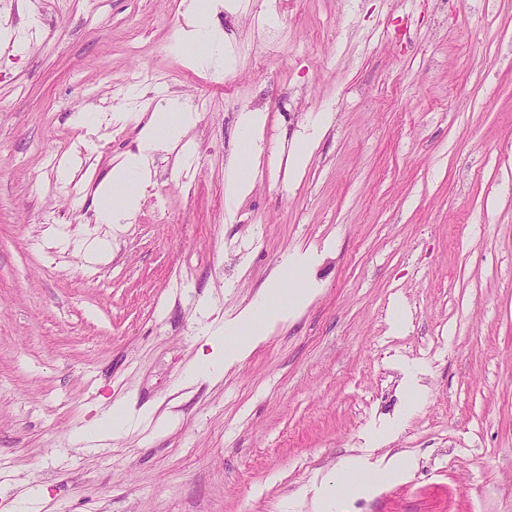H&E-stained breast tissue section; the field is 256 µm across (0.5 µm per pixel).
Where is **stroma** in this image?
<instances>
[{"instance_id":"1","label":"stroma","mask_w":512,"mask_h":512,"mask_svg":"<svg viewBox=\"0 0 512 512\" xmlns=\"http://www.w3.org/2000/svg\"><path fill=\"white\" fill-rule=\"evenodd\" d=\"M188 2L0 0V512H316L352 455L415 466L335 512H512V0H232L218 69L174 49ZM167 97L199 115L193 165L157 153L130 221L99 223L140 135L114 108ZM243 112L270 150L330 124L232 205ZM285 263L311 304L185 385L199 301L233 319ZM116 399L178 422L74 443ZM328 114L319 112L310 120L307 135L293 147L289 156V163L293 169L302 168L308 163L310 157L309 146L323 135Z\"/></svg>"}]
</instances>
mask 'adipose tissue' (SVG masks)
<instances>
[{
	"label": "adipose tissue",
	"mask_w": 512,
	"mask_h": 512,
	"mask_svg": "<svg viewBox=\"0 0 512 512\" xmlns=\"http://www.w3.org/2000/svg\"><path fill=\"white\" fill-rule=\"evenodd\" d=\"M217 7L216 0H190L188 27L181 31L176 42L179 52L202 67L216 65L223 58L222 36L212 25ZM131 119L142 124L140 144L137 152L128 154L113 167L100 189L98 217L103 224H120L133 216L144 189L152 180L155 153L175 149L185 131L195 124L197 115L177 100L168 99L157 106L149 119H142L137 113L132 114ZM265 120L261 112H244L239 116V154L226 184L228 201L243 199L252 188L254 170L265 152L261 137ZM312 295L311 288L295 282L287 266H280L234 320L206 331L204 347L199 350L186 376L187 381L222 378L227 370L246 360L263 344L289 313L303 308ZM151 420L161 428L167 425L166 419L155 418L152 408L138 409L126 401L117 400L103 412L88 437L92 440L114 437ZM410 467V461L399 460L373 473L362 460L350 459L344 465L342 488L329 486L324 489L319 512H334L339 490L362 493L378 483L400 479Z\"/></svg>",
	"instance_id": "adipose-tissue-1"
}]
</instances>
